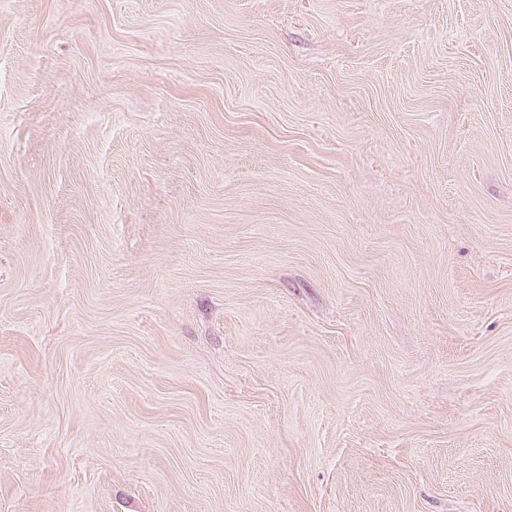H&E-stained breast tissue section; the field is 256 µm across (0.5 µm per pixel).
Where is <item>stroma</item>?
I'll return each mask as SVG.
<instances>
[{"mask_svg": "<svg viewBox=\"0 0 512 512\" xmlns=\"http://www.w3.org/2000/svg\"><path fill=\"white\" fill-rule=\"evenodd\" d=\"M0 512H512V0H0Z\"/></svg>", "mask_w": 512, "mask_h": 512, "instance_id": "35a3bbf8", "label": "stroma"}]
</instances>
